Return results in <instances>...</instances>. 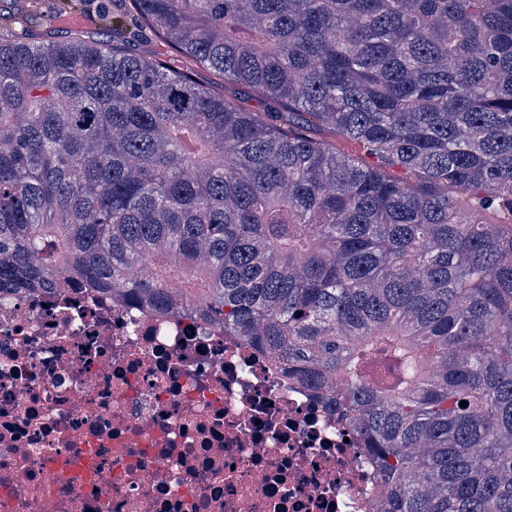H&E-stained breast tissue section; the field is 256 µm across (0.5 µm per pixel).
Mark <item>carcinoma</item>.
Wrapping results in <instances>:
<instances>
[{
	"label": "carcinoma",
	"mask_w": 512,
	"mask_h": 512,
	"mask_svg": "<svg viewBox=\"0 0 512 512\" xmlns=\"http://www.w3.org/2000/svg\"><path fill=\"white\" fill-rule=\"evenodd\" d=\"M129 3L224 93L0 37V302L221 329L352 428L376 512H512V0Z\"/></svg>",
	"instance_id": "obj_1"
}]
</instances>
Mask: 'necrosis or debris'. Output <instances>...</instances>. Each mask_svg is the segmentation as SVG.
Listing matches in <instances>:
<instances>
[{
    "label": "necrosis or debris",
    "mask_w": 512,
    "mask_h": 512,
    "mask_svg": "<svg viewBox=\"0 0 512 512\" xmlns=\"http://www.w3.org/2000/svg\"><path fill=\"white\" fill-rule=\"evenodd\" d=\"M375 479L220 330L83 288L0 305V512H372Z\"/></svg>",
    "instance_id": "obj_1"
}]
</instances>
